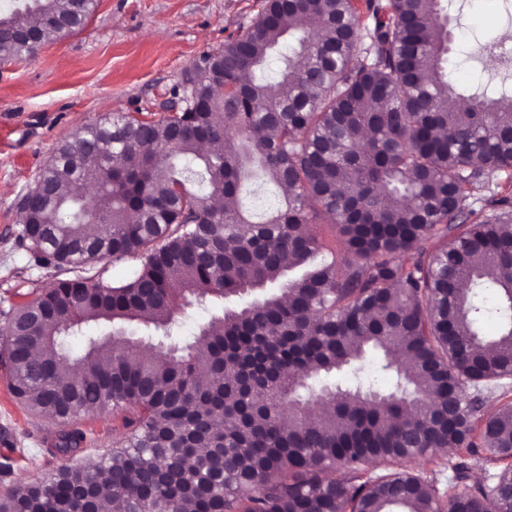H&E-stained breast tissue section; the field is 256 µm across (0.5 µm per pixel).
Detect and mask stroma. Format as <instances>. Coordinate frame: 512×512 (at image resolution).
<instances>
[{
	"label": "stroma",
	"mask_w": 512,
	"mask_h": 512,
	"mask_svg": "<svg viewBox=\"0 0 512 512\" xmlns=\"http://www.w3.org/2000/svg\"><path fill=\"white\" fill-rule=\"evenodd\" d=\"M264 0H97L77 31L48 42L32 59L0 61V325L33 293L69 268L37 265L19 238V200L51 160L59 143L113 112L157 119L174 100L186 72L252 25ZM452 44L446 69L469 96L512 88V70L487 58L482 45L512 30V0H451ZM9 367L0 353V491L46 476L63 462L53 452L55 422L24 410L8 388ZM363 380L387 391L395 372L380 354H368L360 377L345 369L332 383ZM122 415L80 419L87 439L71 461L91 465L107 453Z\"/></svg>",
	"instance_id": "obj_1"
}]
</instances>
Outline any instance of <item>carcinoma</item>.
<instances>
[{
  "mask_svg": "<svg viewBox=\"0 0 512 512\" xmlns=\"http://www.w3.org/2000/svg\"><path fill=\"white\" fill-rule=\"evenodd\" d=\"M443 2L265 0L186 74L197 108L184 94L158 120L116 114L58 145L19 238L46 266L140 265L112 285L59 280L9 313V390L61 426L57 455L86 441L77 421L91 413H124L125 432L94 468L62 464L7 491L0 512H103L105 498L123 512L173 500L177 512H442L447 501L512 512L500 494L512 485V404L482 412L512 392V199L488 181L512 168V92L448 109ZM96 6L24 0L0 13V60L36 57ZM33 17L38 40L14 38ZM288 38L277 79H256ZM256 174L280 198L259 220L237 203ZM217 197L235 203L217 209ZM320 216L337 227V260L307 229ZM274 287L170 342L181 307ZM91 323L116 330L85 336L69 360L61 342ZM132 323L157 343L121 338ZM374 351L395 366L391 391L308 384ZM449 450L445 501L406 464ZM485 457L501 469L469 484ZM374 461L396 469L373 474ZM334 466L347 476L328 478Z\"/></svg>",
  "mask_w": 512,
  "mask_h": 512,
  "instance_id": "1",
  "label": "carcinoma"
}]
</instances>
